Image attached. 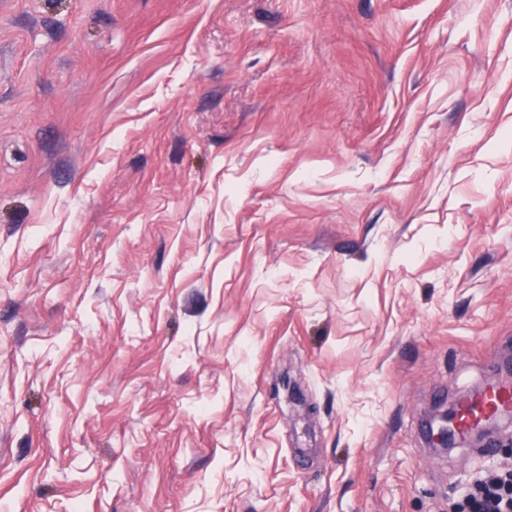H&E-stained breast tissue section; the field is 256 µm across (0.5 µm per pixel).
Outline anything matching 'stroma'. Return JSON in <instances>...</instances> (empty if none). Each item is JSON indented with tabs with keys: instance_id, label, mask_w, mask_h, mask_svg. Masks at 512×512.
Listing matches in <instances>:
<instances>
[{
	"instance_id": "1",
	"label": "stroma",
	"mask_w": 512,
	"mask_h": 512,
	"mask_svg": "<svg viewBox=\"0 0 512 512\" xmlns=\"http://www.w3.org/2000/svg\"><path fill=\"white\" fill-rule=\"evenodd\" d=\"M512 359V0H0L7 512H450ZM512 408V380L501 382L482 395L475 397L464 393L458 397L453 414V426L463 432L483 418ZM448 418V411L440 407L429 413L428 436L433 448L446 451L458 443L453 435L448 434Z\"/></svg>"
}]
</instances>
